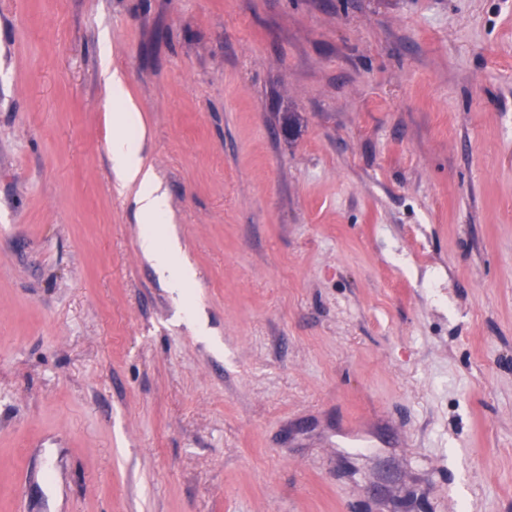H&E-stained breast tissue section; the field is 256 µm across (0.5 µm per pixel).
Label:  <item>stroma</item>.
<instances>
[{"instance_id":"1","label":"stroma","mask_w":512,"mask_h":512,"mask_svg":"<svg viewBox=\"0 0 512 512\" xmlns=\"http://www.w3.org/2000/svg\"><path fill=\"white\" fill-rule=\"evenodd\" d=\"M0 512H512V0H0ZM102 75L106 92L114 102L123 106V112L112 113V126L118 130L136 127L140 132L138 138L124 134L112 137V172L123 189L134 191L140 216L147 224H156L167 212V194L141 155V143L145 136L141 115L129 98L118 71L105 69ZM159 225L140 237L139 247L173 288H185L195 280V270L184 254L179 241L158 229ZM165 238L164 244L161 243Z\"/></svg>"}]
</instances>
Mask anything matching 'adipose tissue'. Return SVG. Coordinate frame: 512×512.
Listing matches in <instances>:
<instances>
[{
	"label": "adipose tissue",
	"instance_id": "adipose-tissue-1",
	"mask_svg": "<svg viewBox=\"0 0 512 512\" xmlns=\"http://www.w3.org/2000/svg\"><path fill=\"white\" fill-rule=\"evenodd\" d=\"M103 78L106 92L122 106L121 111L111 116L112 125L117 130L112 138V172L122 188L133 191L138 213L152 226L151 231L141 235L139 247L173 287H186L194 282L195 270L179 241L175 237L164 236L157 227L167 212V194L141 155L140 139L124 134L127 128L141 127V115L129 98L118 72L104 71Z\"/></svg>",
	"mask_w": 512,
	"mask_h": 512
}]
</instances>
